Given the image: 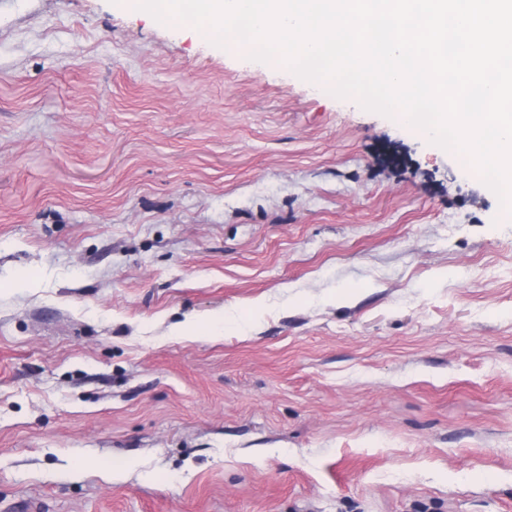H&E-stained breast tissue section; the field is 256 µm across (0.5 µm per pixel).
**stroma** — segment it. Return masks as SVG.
I'll return each instance as SVG.
<instances>
[{
  "instance_id": "1",
  "label": "stroma",
  "mask_w": 512,
  "mask_h": 512,
  "mask_svg": "<svg viewBox=\"0 0 512 512\" xmlns=\"http://www.w3.org/2000/svg\"><path fill=\"white\" fill-rule=\"evenodd\" d=\"M31 506L512 512V221L400 119L133 0H0V512ZM224 331V316L216 315L204 324L180 325L175 329L178 336H220Z\"/></svg>"
}]
</instances>
